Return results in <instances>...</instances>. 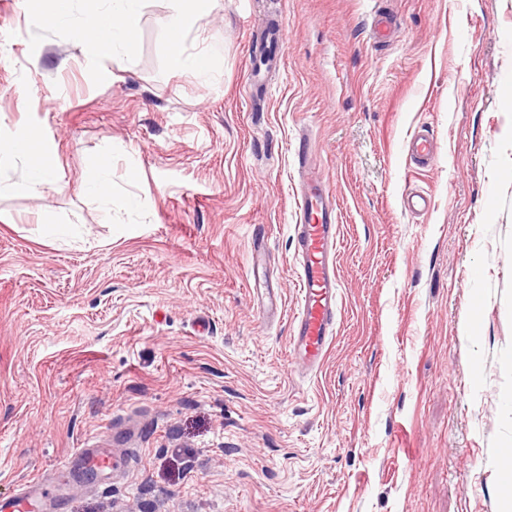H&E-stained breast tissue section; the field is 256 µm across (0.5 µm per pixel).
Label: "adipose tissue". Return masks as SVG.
Returning a JSON list of instances; mask_svg holds the SVG:
<instances>
[{
	"mask_svg": "<svg viewBox=\"0 0 512 512\" xmlns=\"http://www.w3.org/2000/svg\"><path fill=\"white\" fill-rule=\"evenodd\" d=\"M107 7H94L85 14L76 30L91 55L100 61L123 63L136 48V29L143 0H107ZM174 7L166 23L170 63L179 70L198 77H207L211 70L206 54L187 52L185 35L195 22L209 15L211 0H173ZM21 157L25 170L20 180L0 175V197L24 191L38 194L60 186V177L53 164V149L36 129H26L0 144V157Z\"/></svg>",
	"mask_w": 512,
	"mask_h": 512,
	"instance_id": "1",
	"label": "adipose tissue"
}]
</instances>
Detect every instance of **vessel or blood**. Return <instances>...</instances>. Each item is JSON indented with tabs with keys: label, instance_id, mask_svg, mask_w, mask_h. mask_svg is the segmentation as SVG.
<instances>
[{
	"label": "vessel or blood",
	"instance_id": "obj_1",
	"mask_svg": "<svg viewBox=\"0 0 512 512\" xmlns=\"http://www.w3.org/2000/svg\"><path fill=\"white\" fill-rule=\"evenodd\" d=\"M407 146L410 155L422 164L436 157L433 142L426 135H413ZM308 156L307 147H300L295 232L301 257V307L293 320L291 344L294 357L314 372L321 367L336 332L337 226L333 196L323 182L311 176Z\"/></svg>",
	"mask_w": 512,
	"mask_h": 512
}]
</instances>
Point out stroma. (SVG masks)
Wrapping results in <instances>:
<instances>
[{
	"mask_svg": "<svg viewBox=\"0 0 512 512\" xmlns=\"http://www.w3.org/2000/svg\"><path fill=\"white\" fill-rule=\"evenodd\" d=\"M171 0L122 66L0 0V137L64 186L0 198V499L56 512H499L512 438V0ZM428 131L429 167L406 143ZM336 199V334L291 361L296 150ZM112 153V219L79 184ZM431 207L406 212L403 197ZM81 238L40 236L44 218ZM282 314L262 320L251 268ZM479 307V335L462 317ZM101 448L100 475L74 455ZM212 0H173V11L166 23L170 63L183 71L205 78L211 70L209 54L187 52L185 35L195 22L209 15Z\"/></svg>",
	"mask_w": 512,
	"mask_h": 512,
	"instance_id": "obj_1",
	"label": "stroma"
}]
</instances>
